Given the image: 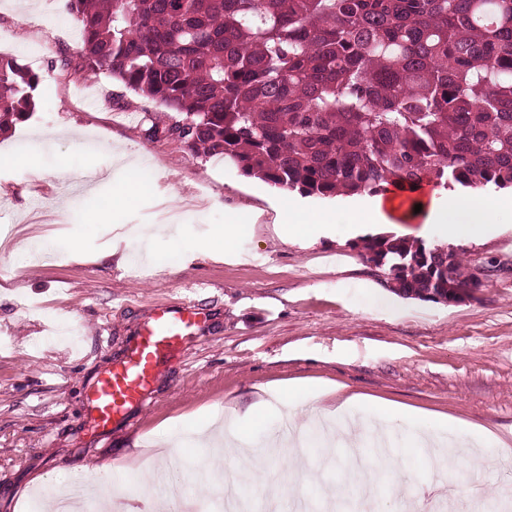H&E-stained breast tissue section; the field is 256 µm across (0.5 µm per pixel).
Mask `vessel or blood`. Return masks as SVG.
<instances>
[{"instance_id":"1","label":"vessel or blood","mask_w":512,"mask_h":512,"mask_svg":"<svg viewBox=\"0 0 512 512\" xmlns=\"http://www.w3.org/2000/svg\"><path fill=\"white\" fill-rule=\"evenodd\" d=\"M203 325L192 305L157 307L140 332L126 359L101 379L96 411L101 426H108L129 405L143 402L145 386L169 353L196 335Z\"/></svg>"}]
</instances>
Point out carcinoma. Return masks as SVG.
<instances>
[{
  "label": "carcinoma",
  "instance_id": "cac0c4a2",
  "mask_svg": "<svg viewBox=\"0 0 512 512\" xmlns=\"http://www.w3.org/2000/svg\"><path fill=\"white\" fill-rule=\"evenodd\" d=\"M87 70L157 102L195 155L304 196L512 189V0H68ZM38 76L0 54V130ZM362 257L398 293L465 294L403 237Z\"/></svg>",
  "mask_w": 512,
  "mask_h": 512
}]
</instances>
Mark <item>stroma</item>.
Wrapping results in <instances>:
<instances>
[{"instance_id":"35a3bbf8","label":"stroma","mask_w":512,"mask_h":512,"mask_svg":"<svg viewBox=\"0 0 512 512\" xmlns=\"http://www.w3.org/2000/svg\"><path fill=\"white\" fill-rule=\"evenodd\" d=\"M81 27L64 0H0V53L39 77L35 108L0 133V512H35L33 491L80 481L109 487L124 512L152 475L157 493L186 486L204 512H219V479L198 481L203 451L175 436L168 459L151 441L208 411L246 414L268 385L320 379L346 391L461 420L512 448V206L498 235L456 247L485 285L471 298L389 303L376 269L359 255L362 227L335 224L311 244L282 241L273 226L278 189L231 163L192 155L166 131L161 107L106 76H86ZM24 155L32 164H16ZM152 191L119 201L131 171ZM181 216L193 250L148 240L154 278L130 264L97 263L101 220L126 231L157 223L156 197ZM258 214L235 241L236 257L212 259L213 234L237 208ZM193 302L203 329L155 372L143 403L108 428L94 424L99 380L123 361L157 304ZM402 483L384 480L374 512H429L440 496L472 512L466 487L429 484L416 453L398 443ZM286 483L284 502L317 495L339 470L321 473L323 451ZM469 480L485 496L512 492L495 449H469Z\"/></svg>"}]
</instances>
